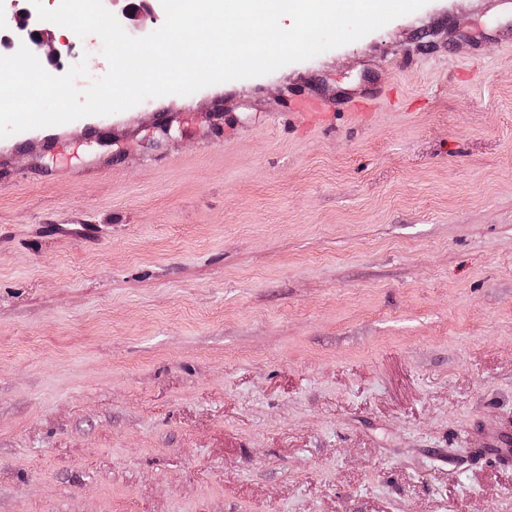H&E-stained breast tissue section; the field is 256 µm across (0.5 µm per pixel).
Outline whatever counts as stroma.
Returning <instances> with one entry per match:
<instances>
[{
  "instance_id": "35a3bbf8",
  "label": "stroma",
  "mask_w": 512,
  "mask_h": 512,
  "mask_svg": "<svg viewBox=\"0 0 512 512\" xmlns=\"http://www.w3.org/2000/svg\"><path fill=\"white\" fill-rule=\"evenodd\" d=\"M500 431L512 0L0 138V512H512Z\"/></svg>"
}]
</instances>
